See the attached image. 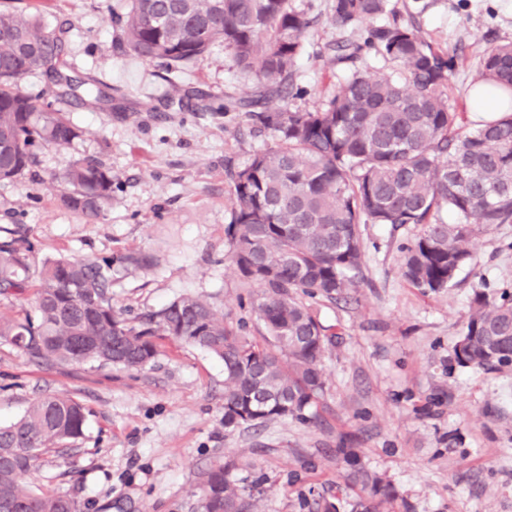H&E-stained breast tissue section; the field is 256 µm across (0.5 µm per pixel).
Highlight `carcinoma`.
Masks as SVG:
<instances>
[{
	"label": "carcinoma",
	"mask_w": 512,
	"mask_h": 512,
	"mask_svg": "<svg viewBox=\"0 0 512 512\" xmlns=\"http://www.w3.org/2000/svg\"><path fill=\"white\" fill-rule=\"evenodd\" d=\"M112 14L118 48L159 62L176 76L224 46L234 66L254 79L245 97L226 103L199 87L178 89L165 106L238 110L273 145L230 174L231 260L260 293L254 310L264 342L224 324V314L185 296L132 325L112 307V267H140L131 252L114 258L46 260L31 270L32 244L0 237V295L34 290V314L0 315V338L44 365L98 363L140 369L170 336L224 363V428L257 429L288 418L311 422L326 381L322 358L335 335L299 296L348 301L364 267L361 225L419 224L403 247L405 278L427 292L454 285L473 264L467 243L479 231L512 224V112L462 125L447 95L455 56L435 47L392 0H332L331 22L353 37L329 45L330 62L346 64L335 92L313 108L297 101V65L311 25L291 0H125ZM65 30L27 9H0V182L33 172L39 152L65 150L81 136L66 113L23 92L39 72L55 100L112 107V87L63 71ZM383 62L380 68L369 58ZM475 83L512 96V41L488 42ZM60 204L84 219L112 206V170L86 156L61 174ZM455 219L448 221L447 213ZM460 363L493 370L512 366V293H476L456 346ZM85 409L72 398L43 396L16 422L0 426V512H83L73 497L33 489L44 450H64L84 436ZM231 463L199 475L203 512H255L254 495L230 477ZM351 479L389 503L390 484L357 468Z\"/></svg>",
	"instance_id": "carcinoma-1"
}]
</instances>
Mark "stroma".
<instances>
[{
  "label": "stroma",
  "mask_w": 512,
  "mask_h": 512,
  "mask_svg": "<svg viewBox=\"0 0 512 512\" xmlns=\"http://www.w3.org/2000/svg\"><path fill=\"white\" fill-rule=\"evenodd\" d=\"M427 38L459 58L448 89L474 125L467 89L486 40H512V0H394ZM312 18L298 83L303 106L325 99L339 67L327 47L340 38L331 0H292ZM125 0H44L48 26L66 28V70L116 87L111 111L62 104L82 135L64 151L44 149L32 175L0 183V234L27 236L36 261L144 255L142 267H115L112 306L127 318L183 296L211 302L250 340L264 329L252 302L258 287L229 258L228 169L270 146L240 112L161 111L173 93L156 63L116 48L110 16ZM178 82L240 97L253 81L223 47L193 61ZM93 156L112 170V206L90 223L61 207L59 174ZM421 226L362 227L365 283L355 300L314 302L336 333L322 365L326 389L313 423L295 419L260 430L224 426V365L196 347L161 338L141 370L38 365L0 340V424L18 420L34 399L67 395L86 409L84 436L66 453L49 451L36 486L77 498L83 512H193L198 473L216 460L257 499V512H313L329 500L354 512L363 490L346 476L361 467L396 492L381 512H512V367L458 362L456 345L475 292H512V224L479 233L474 266L440 293L402 274V245ZM353 449V457L342 454Z\"/></svg>",
  "instance_id": "35a3bbf8"
}]
</instances>
